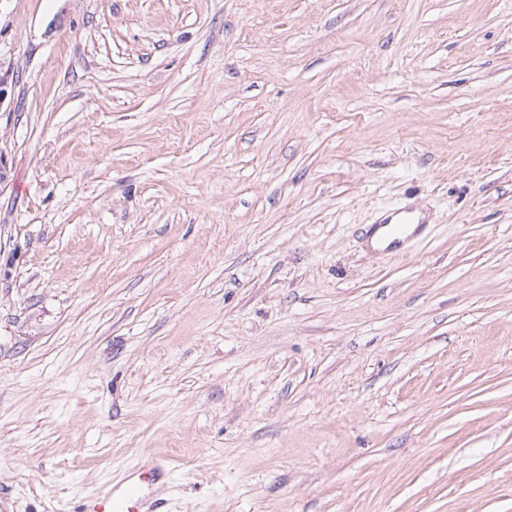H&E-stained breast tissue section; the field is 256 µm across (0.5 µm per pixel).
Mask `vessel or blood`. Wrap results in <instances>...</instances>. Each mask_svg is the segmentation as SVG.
I'll list each match as a JSON object with an SVG mask.
<instances>
[{
	"label": "vessel or blood",
	"instance_id": "1",
	"mask_svg": "<svg viewBox=\"0 0 512 512\" xmlns=\"http://www.w3.org/2000/svg\"><path fill=\"white\" fill-rule=\"evenodd\" d=\"M425 221L422 209L406 205L389 210L377 220L376 226L383 231L388 252L398 254L407 242V225ZM169 474L166 463L142 464L110 486L89 493L76 512H169L167 498L157 492L158 483Z\"/></svg>",
	"mask_w": 512,
	"mask_h": 512
}]
</instances>
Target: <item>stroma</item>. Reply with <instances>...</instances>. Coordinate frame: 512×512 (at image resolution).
Wrapping results in <instances>:
<instances>
[{
  "label": "stroma",
  "instance_id": "obj_1",
  "mask_svg": "<svg viewBox=\"0 0 512 512\" xmlns=\"http://www.w3.org/2000/svg\"><path fill=\"white\" fill-rule=\"evenodd\" d=\"M0 76V512H512V0H0ZM422 209L405 205L400 208L388 210L386 214L374 222V230L383 229V237L389 240L388 246L384 251L392 254H399L408 241L406 233V224H426L428 219L423 215ZM170 463L148 462L113 482L89 493L76 512H169L168 499L157 493V484L169 478Z\"/></svg>",
  "mask_w": 512,
  "mask_h": 512
}]
</instances>
